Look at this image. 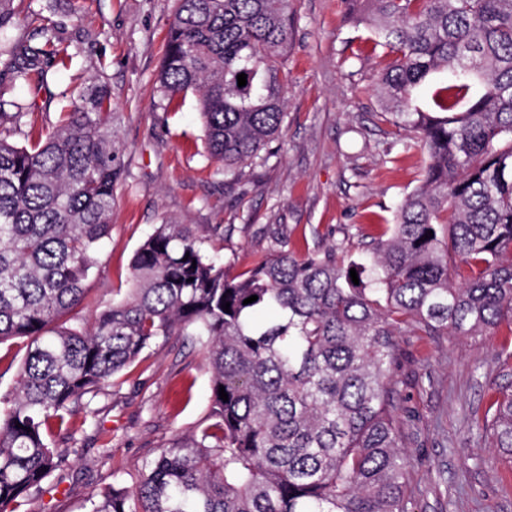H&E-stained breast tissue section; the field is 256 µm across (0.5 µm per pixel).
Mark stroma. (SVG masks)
<instances>
[{"instance_id": "obj_1", "label": "stroma", "mask_w": 512, "mask_h": 512, "mask_svg": "<svg viewBox=\"0 0 512 512\" xmlns=\"http://www.w3.org/2000/svg\"><path fill=\"white\" fill-rule=\"evenodd\" d=\"M12 42L55 30L67 55L49 60L42 87L14 83L0 63V99L26 114L12 142L31 144L63 106L88 88L112 100V127L124 147V176L111 241L88 281L111 301L129 285L131 258L158 224L191 225L231 273L268 253L270 234L300 251L336 245L358 253L379 237L392 208L419 178L420 151H403L399 133L376 122L373 93L384 60L368 32L344 18L340 0H295L286 66L293 82L275 157L226 184L208 159L194 95L168 98L158 74L176 0H15ZM399 415L412 458V512H512V468L471 429L498 374L493 354L512 334L398 336ZM210 374L192 337L166 336L98 397L97 424L84 425L64 471L55 473L36 512H85L89 493L110 474L141 467L158 448L193 431L210 406Z\"/></svg>"}]
</instances>
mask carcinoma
<instances>
[{"mask_svg": "<svg viewBox=\"0 0 512 512\" xmlns=\"http://www.w3.org/2000/svg\"><path fill=\"white\" fill-rule=\"evenodd\" d=\"M13 2L0 0V43ZM178 2L159 83L170 98L197 97L207 155L238 181L283 127L291 0ZM341 4L391 58L375 84L377 119L423 155L393 223L357 257L334 246L301 255L277 231L270 253L232 276L191 225L165 221L136 249L124 295L103 305L86 282L124 172L110 98L86 92L29 146L0 128V345L26 349L0 394V512H33L69 457L48 433L74 438L71 418L97 415L114 378L174 334L203 347L208 414L131 484L115 474L91 492L86 512H409L395 336L409 324L512 334V0ZM41 34V45L4 51L14 79L43 77L59 53ZM448 71L453 83L419 104L430 76ZM83 304L87 323L71 317ZM496 360L497 397L475 426L512 467V347Z\"/></svg>", "mask_w": 512, "mask_h": 512, "instance_id": "1", "label": "carcinoma"}]
</instances>
